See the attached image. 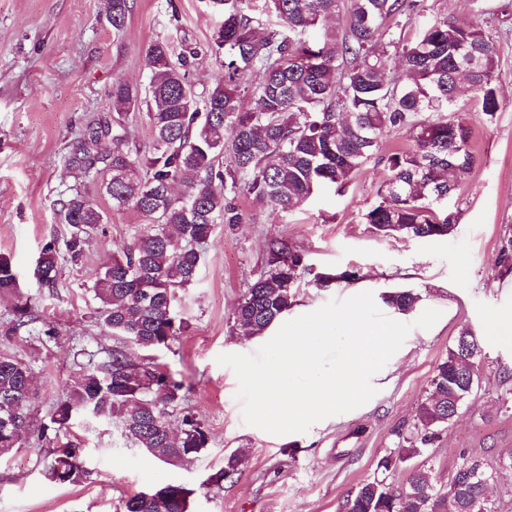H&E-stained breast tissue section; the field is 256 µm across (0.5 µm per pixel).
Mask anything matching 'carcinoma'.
Returning a JSON list of instances; mask_svg holds the SVG:
<instances>
[{
	"label": "carcinoma",
	"mask_w": 512,
	"mask_h": 512,
	"mask_svg": "<svg viewBox=\"0 0 512 512\" xmlns=\"http://www.w3.org/2000/svg\"><path fill=\"white\" fill-rule=\"evenodd\" d=\"M212 0L224 16L212 51L224 56V81L198 99L187 80V58L197 49L184 46L173 57L169 44L153 41L146 50L151 72L141 91L112 83V124L86 128L77 142L86 169L104 163L109 173L106 193L112 206L131 208L146 227L129 246L105 264L91 291L98 302L96 324L115 337L117 345L104 357L80 367L66 396L48 421L31 417L34 372L30 363L0 349V458L24 445L43 446L60 438L78 417L116 422L124 436L150 456L171 463L196 458L207 447L204 425L183 407V383L151 361L135 362L127 346L143 350L167 347L187 329L174 310L176 293L198 279L202 247L217 224L233 226L243 216L234 203L243 190L260 204L289 213L315 189L339 190L373 154L392 128L416 131L412 149L390 154L387 175L377 202L364 223L381 237L413 238L450 235L457 214L435 205L453 195L475 163L471 126L452 114L458 95L462 60L472 61L465 73L475 109L487 122L499 110L496 36L481 26L462 27L437 18L418 37L385 43L389 19L405 14V0ZM131 10L130 0H112L111 23L120 29ZM324 28L322 40L308 33ZM397 62L407 81L386 79ZM257 69L255 88L246 74ZM257 106L244 107L248 93ZM144 105L154 134L142 152L129 141V111ZM429 112L434 118L419 121ZM110 145L104 153L98 146ZM184 184L183 193H172ZM69 235L46 243L33 276L42 288H54L59 259L77 258L98 226L103 212L76 190L59 200ZM497 264L512 274V234L501 238ZM311 273L303 255L285 239L267 244L263 270L247 282L234 312V323L258 336L281 319L295 303L296 288ZM18 292L11 261L0 255V295ZM398 311L412 309L418 295L396 290L384 295ZM40 322L37 306L18 298L0 326V343ZM480 348L464 327L438 363L429 394L416 413L417 437L407 448H393L377 462L381 476L347 495L339 512H495L488 499L494 469L462 455L446 487L436 486L420 468L409 470L395 485L388 476L406 460L424 454L455 417L458 396L466 392L468 372L477 369ZM180 412L181 432L170 435L173 413ZM48 479L59 484L80 482L85 470L80 449L66 442L50 453ZM242 459H224L215 483L235 475ZM129 497L125 512H189L191 491L179 484Z\"/></svg>",
	"instance_id": "carcinoma-1"
}]
</instances>
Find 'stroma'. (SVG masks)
<instances>
[{
    "label": "stroma",
    "mask_w": 512,
    "mask_h": 512,
    "mask_svg": "<svg viewBox=\"0 0 512 512\" xmlns=\"http://www.w3.org/2000/svg\"><path fill=\"white\" fill-rule=\"evenodd\" d=\"M418 2L387 22L383 41L413 39L438 17L496 33L499 112L493 122L480 120L467 94L456 107L471 125L476 164L447 201L458 215L455 231L382 239L363 220L385 178L387 156L414 145L406 127L386 132L344 189L322 187L288 214L238 193L244 222L215 226L198 281L180 294L186 335L153 354L182 381L190 410L209 434L207 448L169 465L129 442L117 424L80 419L67 439L83 450L84 479L50 482L46 450L18 449L0 459V512H124L128 497L168 483L191 490L190 512H337L349 492L375 475L387 450L415 436L416 408L464 327L479 338V385L420 461L443 486L461 455L494 462L512 451V275L501 276L496 264L500 239L512 228V12L504 10L512 0ZM110 13L111 0H0V254L13 263L19 296L31 299L55 329L50 341L23 331L9 345L34 368L31 412L38 422L46 420L80 365L112 347L113 337L94 322L97 302L90 287L145 224L133 210L113 207L106 172L84 174L75 156L80 135L89 124L111 119L114 80L148 86L146 49L154 40H167L176 52L184 43L197 44L200 53L187 72L198 95L224 76L221 58L207 50L222 20L208 0H133L119 30ZM74 188L107 220L77 260H61L56 288L39 287L33 267L47 242L67 236L57 202ZM273 238L295 245L314 273L359 271L374 300L395 288L420 297L404 316L412 329L376 380L375 395L335 419L286 435L243 422L236 376L216 361L223 353H253L265 342L243 335L232 313ZM348 296L347 284L304 280L288 316ZM429 308L440 310L438 321L415 327ZM237 450L244 453L238 474L211 484L225 457Z\"/></svg>",
    "instance_id": "35a3bbf8"
}]
</instances>
